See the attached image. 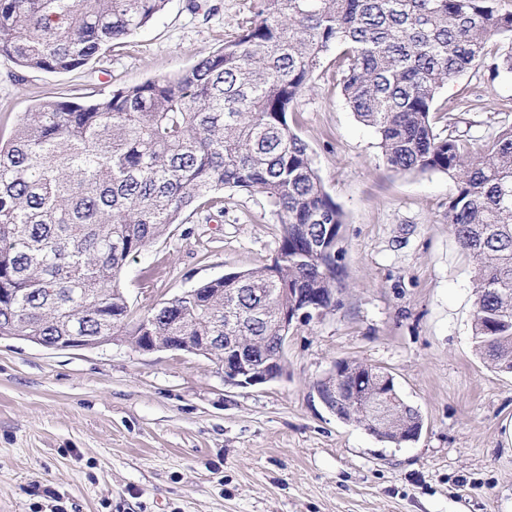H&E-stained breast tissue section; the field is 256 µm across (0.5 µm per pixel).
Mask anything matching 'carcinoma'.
Segmentation results:
<instances>
[{
  "label": "carcinoma",
  "instance_id": "obj_1",
  "mask_svg": "<svg viewBox=\"0 0 512 512\" xmlns=\"http://www.w3.org/2000/svg\"><path fill=\"white\" fill-rule=\"evenodd\" d=\"M168 0H0V57L19 70L67 73L161 13ZM512 41V11L496 0H260L251 24L175 78L111 92L48 96L21 113L0 144V320L15 336L77 326L133 346L170 333L175 302L132 319L119 276L127 259L182 224L188 211H224L215 193L258 191L275 209L271 262L200 284L207 312L178 320L192 336H237L260 358L283 353L271 323L251 318L253 289L268 305L320 320L336 306L345 214L326 191L288 112L325 54L342 49L341 93L375 130L383 162L402 174L439 172L457 187L446 218L474 262L472 336L491 366L512 374V125L473 152L436 132L442 87L479 67L488 42ZM107 301L112 325L92 318ZM245 314L227 328L228 305ZM375 388L383 368L341 360ZM336 417L369 434L350 402ZM417 408L392 407L386 441H416Z\"/></svg>",
  "mask_w": 512,
  "mask_h": 512
}]
</instances>
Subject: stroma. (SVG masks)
Here are the masks:
<instances>
[{
    "instance_id": "obj_1",
    "label": "stroma",
    "mask_w": 512,
    "mask_h": 512,
    "mask_svg": "<svg viewBox=\"0 0 512 512\" xmlns=\"http://www.w3.org/2000/svg\"><path fill=\"white\" fill-rule=\"evenodd\" d=\"M259 0H168L99 61L19 75L0 57V138L48 95L171 77L237 36ZM499 39L449 82L437 130L486 138L512 124ZM346 214L338 305L290 330L281 379L225 383L215 360L126 342L48 349L0 339V512H512V374L472 339L474 264L445 218L455 183L384 165L328 53L289 114ZM224 214L188 215L128 258L132 317L198 284L267 264L280 226L268 198L227 189ZM340 360L388 370L423 429L396 446L344 422L313 384Z\"/></svg>"
}]
</instances>
